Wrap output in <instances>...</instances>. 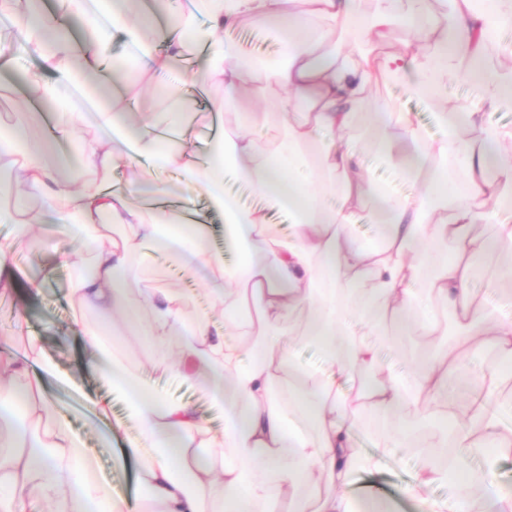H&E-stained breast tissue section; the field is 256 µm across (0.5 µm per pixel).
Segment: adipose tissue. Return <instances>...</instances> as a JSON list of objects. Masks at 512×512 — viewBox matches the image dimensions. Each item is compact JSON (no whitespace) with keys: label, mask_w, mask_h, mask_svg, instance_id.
Listing matches in <instances>:
<instances>
[{"label":"adipose tissue","mask_w":512,"mask_h":512,"mask_svg":"<svg viewBox=\"0 0 512 512\" xmlns=\"http://www.w3.org/2000/svg\"><path fill=\"white\" fill-rule=\"evenodd\" d=\"M441 18L429 0H155L163 24L144 19V0H58L35 14L31 0H0L15 33L0 37V74L19 72L30 101L51 104L48 134L31 132V115L19 113L0 134V169L37 190L59 232L93 254L92 272L75 276L69 294L80 310L134 319L147 309L148 364L130 359L122 341L106 342L94 326L79 330L89 364L110 384L126 387L138 434L128 444L147 490L140 512H385L376 497L353 498L356 477L378 471L395 449L409 448L420 465L402 490L427 512H512V492L491 502L429 498L430 489L455 483L484 489L495 478L473 465L489 449L512 451V432L498 415L497 379L512 364V320L479 300L472 288L489 253L508 259L488 274L490 284L512 282V127L487 123L490 112L512 110V58L491 64L490 42L512 29V0H451ZM88 32L69 34L71 19ZM250 22L273 27L280 62L243 57L227 32ZM411 31L400 50L380 54L396 27ZM122 33L135 49L153 93L179 104L211 83L224 99L211 103L215 119L226 108L237 125L222 124L204 157L191 149L188 119L165 122L139 116L138 93L126 74L106 82L124 100L119 111L96 114L99 136L77 154L66 143L78 136L83 113L70 90L99 72L110 39ZM406 82L411 94L437 106L444 134L423 143L411 113L386 103L374 114L372 145L388 164L420 179L418 193L383 192L361 160L357 119L380 79ZM470 85L475 101H449V79ZM307 110L292 117L295 101ZM273 102L263 125L251 108ZM296 157L307 174L298 181L275 164ZM163 160L223 213L237 258L224 263L197 221L173 206L161 182H146L142 163ZM136 174L120 187L107 183L119 164ZM90 172L73 188L63 174ZM261 199L287 208L288 236L273 229L263 209L239 205L224 190L226 177ZM457 177L461 190L448 189ZM384 218L378 246L357 243L350 227L362 223L369 203ZM122 227L120 236L105 223ZM12 227L0 240V299L12 298L14 252L27 244L32 221L0 210ZM495 225L492 236L476 233ZM163 251L210 287L223 318L187 317L179 291L155 287L142 259ZM453 312L458 333L448 351L417 356L405 376L386 374L374 337L401 348L415 334L442 333V309ZM24 350H0V411L21 409L22 423L0 428V512H126V502L97 477L78 436L46 419L40 338L25 330ZM183 335L180 360L169 354ZM315 342L327 366L299 365L294 346ZM490 353L486 371L471 381L472 398L456 407L457 381L469 357ZM201 380L224 411L214 432L189 403L167 400L152 385L155 374ZM367 386L340 389L355 374ZM372 415L376 451L359 448L353 429Z\"/></svg>","instance_id":"1"}]
</instances>
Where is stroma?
<instances>
[{
  "label": "stroma",
  "instance_id": "35a3bbf8",
  "mask_svg": "<svg viewBox=\"0 0 512 512\" xmlns=\"http://www.w3.org/2000/svg\"><path fill=\"white\" fill-rule=\"evenodd\" d=\"M229 38L243 55L268 59L278 55L276 36L262 23H250L230 33ZM388 100L412 113L423 139L441 137L442 130L433 107L413 96L404 83L389 79L370 93L367 113L359 118V126L369 128L372 113ZM63 250L71 254L70 263L66 266L59 262V253ZM13 268L20 286L10 306V314L0 318V337L10 334L15 312H23L30 328L41 338L42 361L51 369L50 374L44 377L48 420L66 423L80 436L86 454L95 463L98 476L111 482L115 496L124 498L131 512H138L147 491L139 486L137 462L126 450L128 439L137 434L136 425L128 417L124 397L112 392L108 382L85 362L83 341L71 326L70 278L73 273L91 270L85 248L62 238L56 225L45 224L36 232L30 245L15 257ZM43 269L51 270V277L40 293H29L25 286L28 276ZM144 274L156 287L179 289L185 298L188 316L210 312L212 296L207 284L191 277L166 257L159 254L148 256ZM155 385L169 400L193 402L212 429L223 430L224 413L213 405L201 383L159 375L155 378ZM107 395L112 398V412L109 419L103 421L89 411L88 405L91 400ZM416 467L415 455L408 449H400L385 461L379 471L361 476L353 491L359 497L367 494L377 496L388 502L393 512H424L422 502L401 493L411 481Z\"/></svg>",
  "mask_w": 512,
  "mask_h": 512
}]
</instances>
